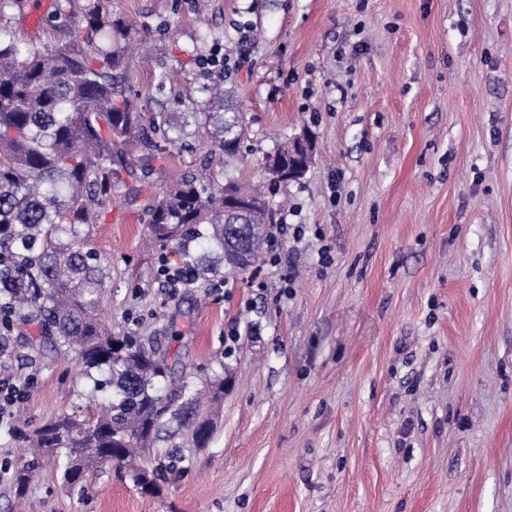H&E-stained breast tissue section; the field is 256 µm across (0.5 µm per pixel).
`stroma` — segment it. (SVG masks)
<instances>
[{
  "instance_id": "obj_1",
  "label": "stroma",
  "mask_w": 512,
  "mask_h": 512,
  "mask_svg": "<svg viewBox=\"0 0 512 512\" xmlns=\"http://www.w3.org/2000/svg\"><path fill=\"white\" fill-rule=\"evenodd\" d=\"M51 4L23 0L0 22L53 41L31 19ZM113 8L152 25L130 57L144 112L219 82L244 112L234 159L198 129L197 171L260 184L265 154L305 131L314 161L267 194L279 264L186 288L157 275L160 255H180L153 242L145 198L113 197L90 229L110 268L101 316L199 390L212 437L140 454L165 477L156 499L113 463L65 485L16 429L91 417L109 395L15 323L5 359L27 391L0 414V512H512V0ZM214 52L224 72L197 64Z\"/></svg>"
}]
</instances>
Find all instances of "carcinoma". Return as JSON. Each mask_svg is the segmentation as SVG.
<instances>
[{"label": "carcinoma", "instance_id": "1", "mask_svg": "<svg viewBox=\"0 0 512 512\" xmlns=\"http://www.w3.org/2000/svg\"><path fill=\"white\" fill-rule=\"evenodd\" d=\"M51 44L23 41L0 26V299L20 320L35 323L43 343L75 349L80 374L99 388L112 386L101 413L80 418L61 413L24 433L75 485L94 466L113 461L144 478L158 497L156 471L135 467L137 451L154 447L160 433L186 430L202 445L196 395H164L171 375L165 356L140 336L112 335L102 325L109 278L87 227L96 223L123 189L137 196L161 173L157 163L171 146H189L188 120L158 112L144 121L128 84L127 43L149 31L112 12V0H55ZM184 102L191 116L213 128L217 149L229 158L240 149L244 113L228 92L203 86ZM231 188L261 199L229 180L216 187L188 174L147 203L152 236L160 247L173 243L195 279L230 266L253 267L267 238V208L238 217L224 211ZM66 450L59 463V450Z\"/></svg>", "mask_w": 512, "mask_h": 512}]
</instances>
